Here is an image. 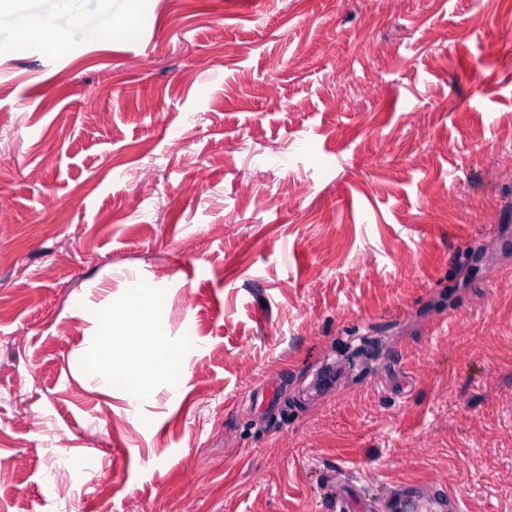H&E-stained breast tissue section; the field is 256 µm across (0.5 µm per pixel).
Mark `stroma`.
I'll return each instance as SVG.
<instances>
[{
	"mask_svg": "<svg viewBox=\"0 0 512 512\" xmlns=\"http://www.w3.org/2000/svg\"><path fill=\"white\" fill-rule=\"evenodd\" d=\"M59 6L0 52V512H512V0ZM145 294L188 367L134 406L86 347ZM43 4L41 19L37 23H32L28 27L27 40L31 48L40 47L45 41V37L50 32L46 27L57 15L59 5L56 1ZM332 509L334 512H370L373 506L360 487L348 485L336 488ZM437 509L422 508L420 502L408 491H392L384 505V512H458V499L443 492L438 496Z\"/></svg>",
	"mask_w": 512,
	"mask_h": 512,
	"instance_id": "stroma-1",
	"label": "stroma"
}]
</instances>
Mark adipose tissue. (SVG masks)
Returning <instances> with one entry per match:
<instances>
[{
  "label": "adipose tissue",
  "mask_w": 512,
  "mask_h": 512,
  "mask_svg": "<svg viewBox=\"0 0 512 512\" xmlns=\"http://www.w3.org/2000/svg\"><path fill=\"white\" fill-rule=\"evenodd\" d=\"M129 336L119 339V330L111 317L99 319L93 340L88 346L90 367L103 390L121 389L129 398H150L154 395L151 382L164 375L175 377L185 368L180 352L165 342V310L161 301L142 296L131 305L127 325ZM121 346L130 360L121 370L112 367V348Z\"/></svg>",
  "instance_id": "1"
}]
</instances>
